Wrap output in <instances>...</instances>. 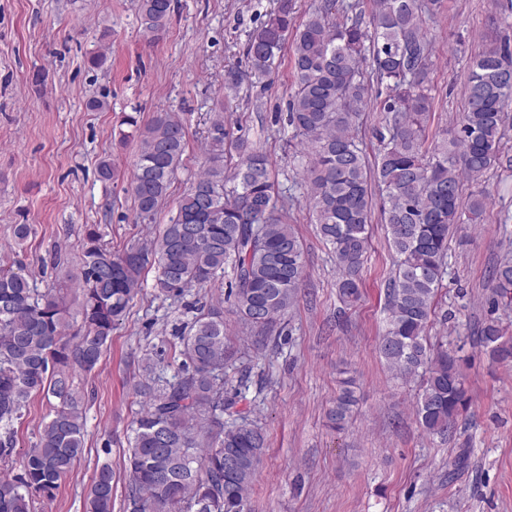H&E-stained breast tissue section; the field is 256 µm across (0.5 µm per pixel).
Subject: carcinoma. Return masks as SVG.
Returning <instances> with one entry per match:
<instances>
[{"instance_id": "1", "label": "carcinoma", "mask_w": 512, "mask_h": 512, "mask_svg": "<svg viewBox=\"0 0 512 512\" xmlns=\"http://www.w3.org/2000/svg\"><path fill=\"white\" fill-rule=\"evenodd\" d=\"M374 3L367 18L359 0H321L296 26V0H276L248 35L250 72L225 69L224 90L235 93L248 78L263 82L290 48L295 87L287 123L310 158L307 198L336 258L339 298L353 303L360 297L376 188L397 255L377 349L396 374L422 377L418 424L443 437L468 405L466 380L460 358L432 348L426 330L446 273L450 234L459 224L481 223L488 207L481 191L462 202V183L481 182L501 158L505 112L512 104V48L489 49L473 59L459 136L429 146L426 81L433 44L423 12L439 0ZM171 6L172 0H139L143 31L164 28ZM376 86L379 96L380 87L387 91L380 106L386 133L370 164L352 129ZM205 125L202 172L162 232L115 252L101 242L98 225H86L76 310L61 292L35 288L23 268L0 267V465L10 471L0 475V512H36V502L54 498L81 459L86 418L75 378L99 364L147 266L157 269L158 293L173 298L230 267L233 312L252 327L267 329L294 306L304 278L303 247L285 221L269 157L244 135L230 139L224 109L209 113ZM112 136L122 146L131 138L139 142L128 192L138 219L150 224L182 164L184 123L173 112H158L144 125L127 115ZM491 276L497 296L511 306L512 262L497 264ZM181 341L184 374L173 383L137 388L146 405L126 455L127 512H249L266 437L244 418L224 421L234 403L224 401L223 308L200 311ZM480 342L494 360L512 361V335L498 321L484 324ZM40 392L58 404L38 428L36 442L17 458L14 424ZM355 403L354 391L344 387L329 411L331 423L343 427ZM228 454L231 468L224 466ZM113 479L109 462L97 466L86 512H112Z\"/></svg>"}]
</instances>
